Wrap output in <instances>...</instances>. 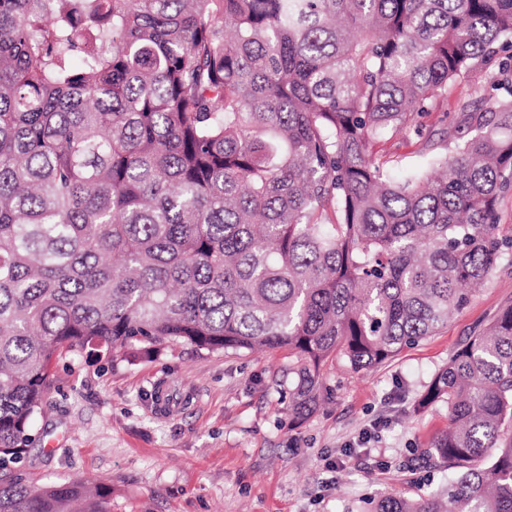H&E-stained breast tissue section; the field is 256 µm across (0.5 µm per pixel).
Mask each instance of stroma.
Instances as JSON below:
<instances>
[{"label":"stroma","instance_id":"stroma-1","mask_svg":"<svg viewBox=\"0 0 512 512\" xmlns=\"http://www.w3.org/2000/svg\"><path fill=\"white\" fill-rule=\"evenodd\" d=\"M423 119L422 135L380 143L398 157L394 177L421 167L420 139L445 136L453 99ZM512 300V252L448 324L381 366L352 372L329 364L331 399L290 425L279 383L284 350L207 353L182 344L151 359L77 358L59 364L58 383L34 423L24 467L37 485L77 479L112 489V512H363L366 498H416L448 480L415 459L448 426L439 403L415 402L473 330Z\"/></svg>","mask_w":512,"mask_h":512}]
</instances>
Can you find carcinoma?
Segmentation results:
<instances>
[{
  "label": "carcinoma",
  "mask_w": 512,
  "mask_h": 512,
  "mask_svg": "<svg viewBox=\"0 0 512 512\" xmlns=\"http://www.w3.org/2000/svg\"><path fill=\"white\" fill-rule=\"evenodd\" d=\"M461 81L402 179L374 150ZM512 0H0V512H110L22 469L60 360L286 350L298 425L330 361L382 365L504 250ZM448 486L365 512H512V303L438 370ZM467 86L463 82L461 85L452 87L448 90V102L434 112H430L429 115L422 119L423 127V138L430 136L438 140L446 136L448 131V125L453 118V110L455 99L458 98L461 93H466ZM448 114H447V113Z\"/></svg>",
  "instance_id": "cac0c4a2"
}]
</instances>
